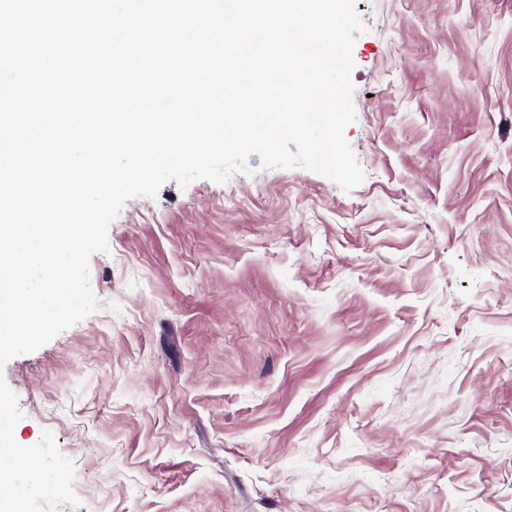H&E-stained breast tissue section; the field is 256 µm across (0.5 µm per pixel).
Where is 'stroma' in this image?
Segmentation results:
<instances>
[{"mask_svg": "<svg viewBox=\"0 0 512 512\" xmlns=\"http://www.w3.org/2000/svg\"><path fill=\"white\" fill-rule=\"evenodd\" d=\"M353 190L165 182L0 370L58 512H512V0H355Z\"/></svg>", "mask_w": 512, "mask_h": 512, "instance_id": "35a3bbf8", "label": "stroma"}]
</instances>
